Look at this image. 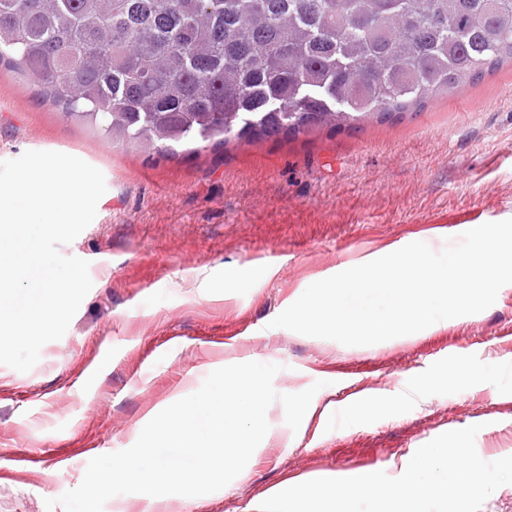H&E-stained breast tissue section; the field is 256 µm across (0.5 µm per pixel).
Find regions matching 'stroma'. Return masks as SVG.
Wrapping results in <instances>:
<instances>
[{
  "mask_svg": "<svg viewBox=\"0 0 512 512\" xmlns=\"http://www.w3.org/2000/svg\"><path fill=\"white\" fill-rule=\"evenodd\" d=\"M29 150L81 158L107 191L60 248L93 281L67 332L29 372L0 365V512H50L92 458L131 447L149 414L230 359L279 364L281 394L318 385V411L186 512H258L294 478L397 477L420 446L475 424L483 460L512 455V284L481 313L377 346L271 325L352 261L415 241L439 251L512 218L511 64L383 123L163 153L67 121L0 66V161ZM460 368L469 384L450 380ZM363 394L393 405L350 413Z\"/></svg>",
  "mask_w": 512,
  "mask_h": 512,
  "instance_id": "35a3bbf8",
  "label": "stroma"
}]
</instances>
